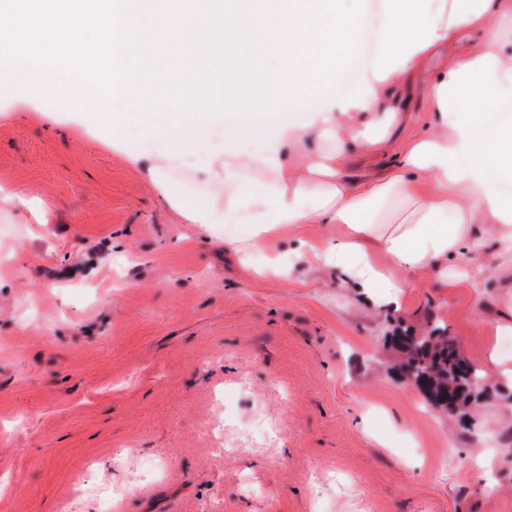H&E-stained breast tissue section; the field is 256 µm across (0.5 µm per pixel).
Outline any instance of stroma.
<instances>
[{"label":"stroma","instance_id":"obj_1","mask_svg":"<svg viewBox=\"0 0 512 512\" xmlns=\"http://www.w3.org/2000/svg\"><path fill=\"white\" fill-rule=\"evenodd\" d=\"M151 167L53 96L0 109V188L31 201L0 203V512H100L103 485L115 512H512V388L438 414L387 341L441 321L467 361L511 365L486 257L387 307L311 255L263 276L202 173Z\"/></svg>","mask_w":512,"mask_h":512}]
</instances>
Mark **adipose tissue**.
Returning a JSON list of instances; mask_svg holds the SVG:
<instances>
[{
    "label": "adipose tissue",
    "mask_w": 512,
    "mask_h": 512,
    "mask_svg": "<svg viewBox=\"0 0 512 512\" xmlns=\"http://www.w3.org/2000/svg\"><path fill=\"white\" fill-rule=\"evenodd\" d=\"M343 0H288L296 8L284 48L273 46L276 26L261 21L269 56L287 76L273 81L280 93L321 96L304 124L284 115L229 116L231 135L254 141L259 165L251 180L221 145L206 138L205 120H169L163 152L186 160L203 157L205 174L224 188V212L252 206L255 217L235 250H264L262 271L287 275L286 256L269 251L282 225L339 224L343 234L322 259L370 299L396 303L404 286L394 277L430 275L442 288H459L483 250L481 225L497 241L491 269L512 273V100L489 96L512 87V0H386L379 18V51L356 90L339 99L329 87L353 50L359 9ZM46 70L27 76L26 102L53 91L79 112L84 124L113 131L112 100L84 82ZM432 116L415 130L417 113ZM319 143L305 153L304 142ZM392 161L374 166L379 154ZM396 197L393 223L373 220L375 205Z\"/></svg>",
    "instance_id": "ef3b65f1"
}]
</instances>
